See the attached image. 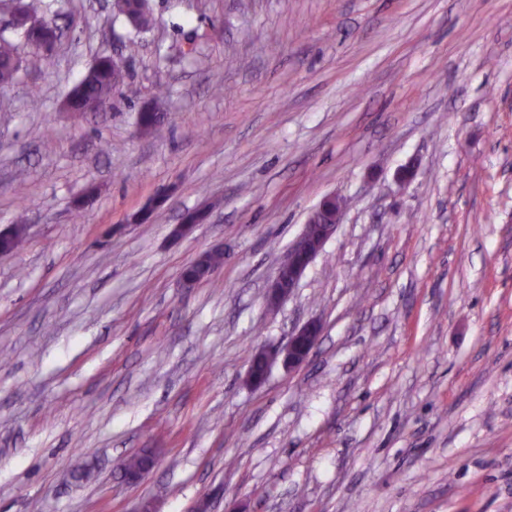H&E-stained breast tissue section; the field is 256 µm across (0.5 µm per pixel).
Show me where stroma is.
<instances>
[{
    "label": "stroma",
    "instance_id": "obj_1",
    "mask_svg": "<svg viewBox=\"0 0 512 512\" xmlns=\"http://www.w3.org/2000/svg\"><path fill=\"white\" fill-rule=\"evenodd\" d=\"M43 4L61 38L12 34L0 91V229L27 227L0 257V512H512V0H151L141 33ZM102 55L110 108L67 112ZM310 320L309 360L247 385ZM19 62L17 47L13 41L0 33V88L7 87L16 78V63ZM327 208L336 207V216L333 223H316L320 218V208L314 209L306 224L304 231L306 230L310 234H314L316 231L315 225L318 227V231L314 235H308L302 233L299 238L291 246L289 253L291 260L288 263V257L281 266L288 264V274L286 278L277 274L276 278L270 284L266 294V303L268 306H278L283 300H285L294 290L297 288L298 283L305 273L309 265L315 260L318 254L322 251L325 243L335 233L338 224L341 222L342 209L340 203L334 198H328L322 203ZM308 225H312L308 227Z\"/></svg>",
    "mask_w": 512,
    "mask_h": 512
}]
</instances>
